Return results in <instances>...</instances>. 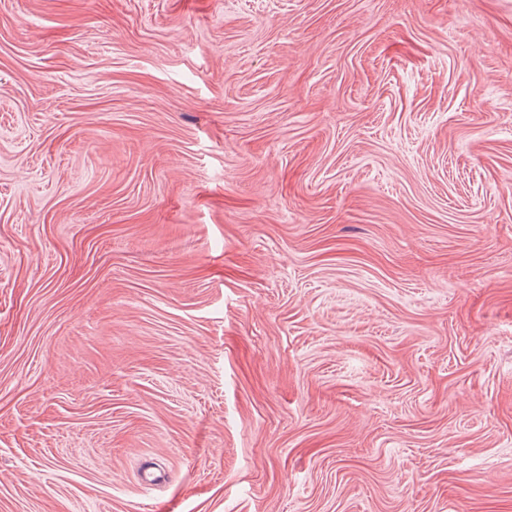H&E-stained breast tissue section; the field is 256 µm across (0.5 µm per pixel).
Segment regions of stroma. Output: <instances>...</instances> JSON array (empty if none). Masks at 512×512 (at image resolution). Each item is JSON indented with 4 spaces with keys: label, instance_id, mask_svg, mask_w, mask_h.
Here are the masks:
<instances>
[{
    "label": "stroma",
    "instance_id": "35a3bbf8",
    "mask_svg": "<svg viewBox=\"0 0 512 512\" xmlns=\"http://www.w3.org/2000/svg\"><path fill=\"white\" fill-rule=\"evenodd\" d=\"M0 512H512V0H0Z\"/></svg>",
    "mask_w": 512,
    "mask_h": 512
}]
</instances>
